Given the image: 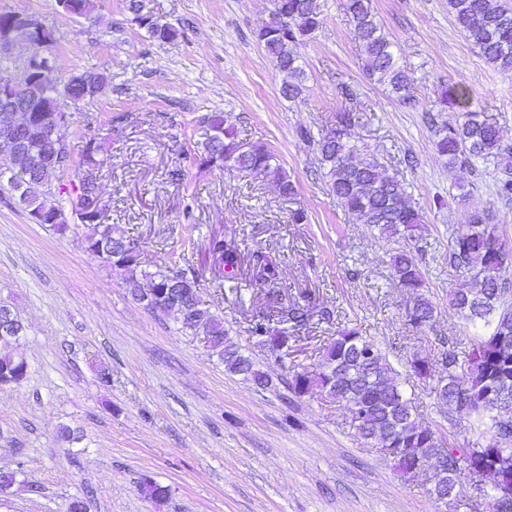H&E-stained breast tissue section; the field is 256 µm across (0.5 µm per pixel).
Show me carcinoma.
Segmentation results:
<instances>
[{"instance_id": "obj_1", "label": "carcinoma", "mask_w": 512, "mask_h": 512, "mask_svg": "<svg viewBox=\"0 0 512 512\" xmlns=\"http://www.w3.org/2000/svg\"><path fill=\"white\" fill-rule=\"evenodd\" d=\"M62 10L76 17H87L94 5L92 0H57ZM127 9L133 13L138 27L159 43L175 40L178 30L161 21L148 10L144 0H128ZM346 11L353 26L355 39L361 44L369 76L388 85L404 104L411 102L409 89L412 79L398 64L391 42L385 36L369 7L368 0H347ZM448 11L454 17L464 37L477 47L486 62L502 71H512V7L502 0H448ZM16 13H0V37L10 43L24 41L34 46V53L48 61L47 71L54 70L50 46L54 43L51 28L42 25L30 28L16 22ZM323 24L316 0H279V7L269 13L258 31L272 64L287 80L281 92L291 99L301 93L298 79L303 75L298 65L296 48ZM23 81L35 87L26 110V122L16 146L0 158V188H8L11 196L27 212L28 218L47 213L41 224L60 236L71 231V223L91 227L85 236V247L102 263L117 271L122 280L135 286L134 300L143 291L138 288L144 278L148 287L164 296L162 312L179 325L181 331L197 342L209 356L217 358L224 370L239 375L254 386L268 389L269 375L232 341L224 328V318L215 305L204 296L196 277L188 276L176 264L150 272L141 266L135 240L128 247H117L120 238L113 235L110 224L101 223V215L85 216L76 208L80 185L52 187L58 173L73 170H96L102 164L99 145L86 142L80 158L69 153L66 167L47 162L52 150V133L56 119L63 109L59 104L56 86L51 78L40 73H26ZM106 85V76L97 71H84L70 77L66 93L80 101L77 90L93 98ZM443 105L460 113L453 123L442 122L437 127L434 146L437 153L448 158L451 166L474 167V163L493 161L503 166L504 176L496 183V193L507 200L512 197V149L502 143L500 131L493 123L481 119L470 110V90L463 83L449 86L441 97ZM209 134L196 146L190 158L200 167H218L245 175H262L273 183L284 197L295 195L296 189L288 172L278 162L274 150L263 143L239 138L233 123L224 113L212 112L205 117ZM346 123L336 126L316 141L324 176L338 204L355 214L387 238L403 242L390 255L392 277L410 296V324L428 325L434 318L435 305L427 295V279L411 240L423 224V215L410 203L407 186L396 174L371 162L356 161L358 147L348 137ZM28 177L22 191H17L21 174ZM65 195L62 203L55 196ZM212 251L222 256L225 277L236 275L240 254L224 248L221 240L212 241ZM253 260L266 280L279 276L278 265L268 255L253 254ZM448 266L457 273L471 274L476 286H463L466 296L456 289L450 294V306L466 325L482 327L484 334L473 337L464 350H450L441 360L440 399L455 404L456 412L472 419L474 427L494 431L498 428L496 414L504 403L512 404V303L506 296L512 293V273L499 251L497 225L487 222L483 215L473 217L470 224L453 237ZM250 335L255 343L266 348L276 358L281 351L272 345L277 341L288 349V328H269V321L259 318L253 322ZM24 377L22 361L11 351L0 352V383ZM297 395L318 387L331 401L361 406L363 422L356 428L359 438L376 448H400L417 461H435L448 456V471L463 487L462 478L470 472L461 449L445 447L443 434L431 425L416 420L415 406L400 388L385 354L372 340L360 335L355 328L344 329L321 351L317 369L295 371L287 383ZM141 494L162 502L169 489L151 478L139 484Z\"/></svg>"}]
</instances>
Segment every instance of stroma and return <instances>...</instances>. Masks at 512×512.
<instances>
[{
  "mask_svg": "<svg viewBox=\"0 0 512 512\" xmlns=\"http://www.w3.org/2000/svg\"><path fill=\"white\" fill-rule=\"evenodd\" d=\"M325 22L298 48L302 92L281 95L283 76L257 33L272 0H146L180 31L171 43L148 38L126 0H93L90 16L61 12L56 0H0V12L34 15L55 34L54 76L104 73L98 96L72 107L74 153L96 140L104 219L139 243L147 270L178 253L224 318L230 337L274 381L254 388L225 372L161 313L87 252L80 225L66 236L31 223L0 194V300L27 326L17 354L30 365L18 387H0V468H22L23 482L0 512H475L486 506L482 478L441 508L420 482L357 437L344 407L319 390L294 394L292 371L315 369L337 329H358L399 376L428 360L432 378L405 390L420 423L459 448H486L479 434L439 399L435 375L445 352L475 331L448 303L461 279L448 266L451 234L474 214H489L512 248V201L501 200L494 162L449 167L434 147L430 118L448 85H468L471 108L497 124L512 146V72L486 63L461 34L448 0H371V8L413 84L410 105L371 80L345 11L346 0H316ZM231 117L241 138L270 144L296 187L282 198L263 177L200 168L185 149L204 140L205 115ZM350 118L360 158L395 173L424 216L416 242L435 305L429 326L408 321L410 301L392 278L393 240L341 208L300 128L321 137ZM181 178H173V170ZM303 210L306 219L291 216ZM240 252L236 280H225L212 239ZM277 261L264 280L251 255ZM298 308L288 355L275 360L255 345L256 317L278 321ZM168 486L157 503L138 491L143 478Z\"/></svg>",
  "mask_w": 512,
  "mask_h": 512,
  "instance_id": "1",
  "label": "stroma"
}]
</instances>
